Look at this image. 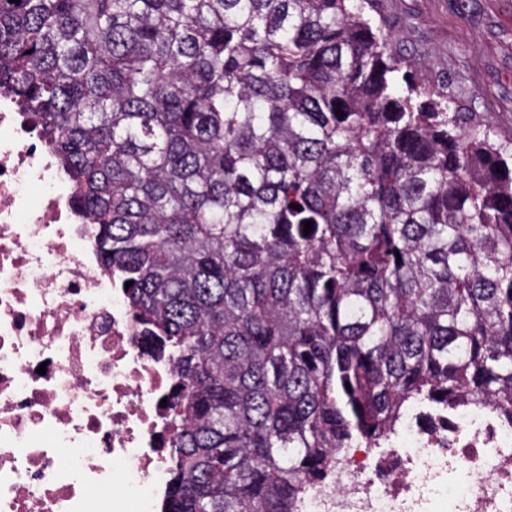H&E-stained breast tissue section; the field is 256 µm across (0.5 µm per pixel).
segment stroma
<instances>
[{
  "mask_svg": "<svg viewBox=\"0 0 512 512\" xmlns=\"http://www.w3.org/2000/svg\"><path fill=\"white\" fill-rule=\"evenodd\" d=\"M431 88L496 134L512 130V0H374L366 12Z\"/></svg>",
  "mask_w": 512,
  "mask_h": 512,
  "instance_id": "stroma-1",
  "label": "stroma"
}]
</instances>
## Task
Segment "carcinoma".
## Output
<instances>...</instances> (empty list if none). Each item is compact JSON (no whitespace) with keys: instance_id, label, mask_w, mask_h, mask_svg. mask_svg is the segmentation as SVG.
Instances as JSON below:
<instances>
[{"instance_id":"obj_1","label":"carcinoma","mask_w":512,"mask_h":512,"mask_svg":"<svg viewBox=\"0 0 512 512\" xmlns=\"http://www.w3.org/2000/svg\"><path fill=\"white\" fill-rule=\"evenodd\" d=\"M369 2L0 0V95L172 350L164 512H294L420 401L512 412V133L400 90Z\"/></svg>"}]
</instances>
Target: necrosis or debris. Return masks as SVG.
<instances>
[{
  "label": "necrosis or debris",
  "mask_w": 512,
  "mask_h": 512,
  "mask_svg": "<svg viewBox=\"0 0 512 512\" xmlns=\"http://www.w3.org/2000/svg\"><path fill=\"white\" fill-rule=\"evenodd\" d=\"M60 163L0 96V512H163L175 383ZM297 512H512V416L424 405L340 449Z\"/></svg>",
  "instance_id": "necrosis-or-debris-1"
}]
</instances>
